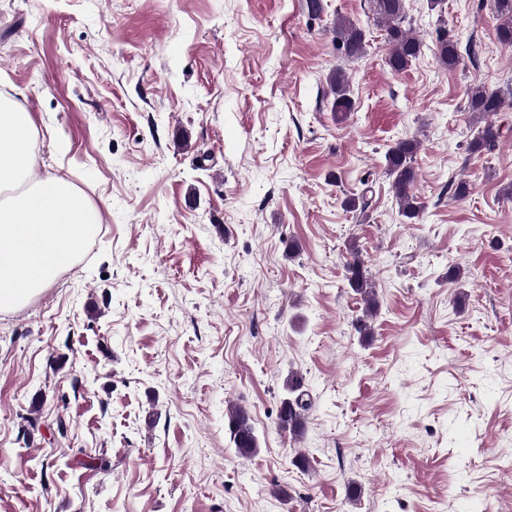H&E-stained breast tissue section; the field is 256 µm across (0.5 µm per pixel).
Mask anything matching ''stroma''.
<instances>
[{
  "label": "stroma",
  "instance_id": "stroma-1",
  "mask_svg": "<svg viewBox=\"0 0 512 512\" xmlns=\"http://www.w3.org/2000/svg\"><path fill=\"white\" fill-rule=\"evenodd\" d=\"M322 3L0 0V93L34 115L36 173L101 213L71 268L0 313V512H512V134L467 150V95L512 88V47L492 0H406L424 48L398 74L370 0ZM440 25L475 58L443 68ZM401 139L420 143L412 224L385 172ZM293 371L314 400L298 438L277 426ZM332 31L336 48L348 60L357 59L365 54V33L354 21L344 16H337ZM330 90L333 95V112H351L354 102L349 95L348 77L341 69H335L329 78ZM351 260L347 261L346 272L347 281L352 290L362 297L367 304L365 309L366 315L357 318L354 323L355 329L361 334L368 336L371 334V326L365 321L364 316H368L367 312L375 304V288L368 267L360 258V252L353 244L349 247ZM230 439L238 453L251 456L258 450V439L249 413L238 407L225 413Z\"/></svg>",
  "mask_w": 512,
  "mask_h": 512
}]
</instances>
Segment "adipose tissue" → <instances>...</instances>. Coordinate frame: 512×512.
<instances>
[{"label": "adipose tissue", "instance_id": "obj_1", "mask_svg": "<svg viewBox=\"0 0 512 512\" xmlns=\"http://www.w3.org/2000/svg\"><path fill=\"white\" fill-rule=\"evenodd\" d=\"M37 128L0 94V312L25 306L95 235L100 213L63 177L34 179Z\"/></svg>", "mask_w": 512, "mask_h": 512}]
</instances>
